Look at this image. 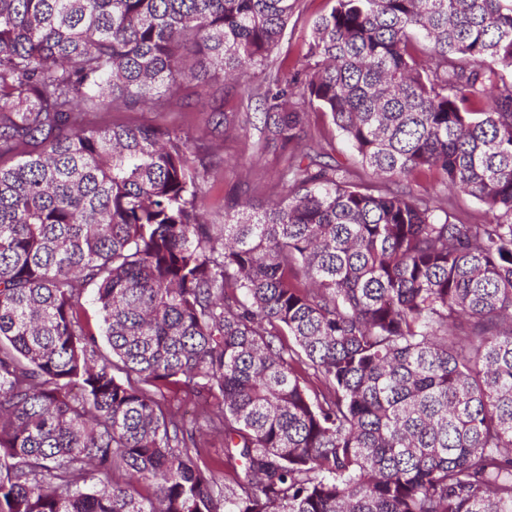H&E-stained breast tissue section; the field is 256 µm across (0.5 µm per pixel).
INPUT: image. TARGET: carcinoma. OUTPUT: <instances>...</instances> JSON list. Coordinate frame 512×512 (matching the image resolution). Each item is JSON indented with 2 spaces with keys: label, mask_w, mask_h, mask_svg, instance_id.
<instances>
[{
  "label": "carcinoma",
  "mask_w": 512,
  "mask_h": 512,
  "mask_svg": "<svg viewBox=\"0 0 512 512\" xmlns=\"http://www.w3.org/2000/svg\"><path fill=\"white\" fill-rule=\"evenodd\" d=\"M296 13L0 0V512H512V0H335L256 92L276 198L222 224L211 139L87 120L234 88ZM448 212L463 220L476 221L482 219L486 207L473 198L455 196L447 192ZM167 403L172 410L177 411L181 408V412L184 409L191 410L194 406L200 407L206 398V393L201 394H190L182 390L171 389L166 392ZM201 452V463L206 462L207 464L218 466L223 470L222 461H224V445L221 439L214 438L212 436H204L202 438Z\"/></svg>",
  "instance_id": "obj_1"
}]
</instances>
